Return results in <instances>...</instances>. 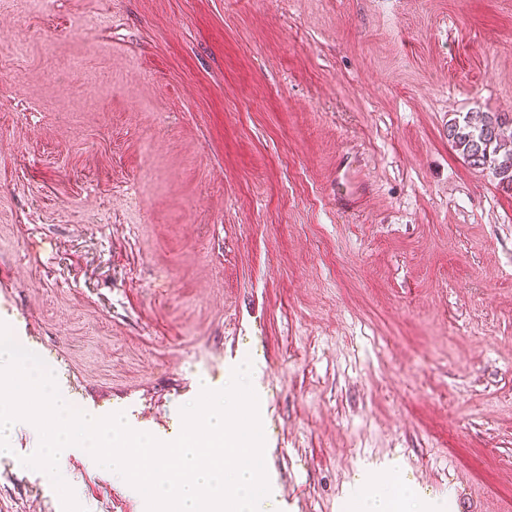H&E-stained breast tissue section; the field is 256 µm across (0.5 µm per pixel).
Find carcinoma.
Returning a JSON list of instances; mask_svg holds the SVG:
<instances>
[{
  "label": "carcinoma",
  "instance_id": "carcinoma-1",
  "mask_svg": "<svg viewBox=\"0 0 512 512\" xmlns=\"http://www.w3.org/2000/svg\"><path fill=\"white\" fill-rule=\"evenodd\" d=\"M508 124L512 116L504 113L465 116L448 124V141L474 169L483 168L488 159L495 161V174L512 186V140L502 136V127Z\"/></svg>",
  "mask_w": 512,
  "mask_h": 512
}]
</instances>
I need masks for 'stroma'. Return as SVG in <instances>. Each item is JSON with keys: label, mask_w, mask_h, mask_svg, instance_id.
<instances>
[{"label": "stroma", "mask_w": 512, "mask_h": 512, "mask_svg": "<svg viewBox=\"0 0 512 512\" xmlns=\"http://www.w3.org/2000/svg\"><path fill=\"white\" fill-rule=\"evenodd\" d=\"M1 36L0 321L74 409L167 442L248 361L279 512H512V188L446 135L512 113V0H0ZM39 442L0 512H63Z\"/></svg>", "instance_id": "stroma-1"}]
</instances>
